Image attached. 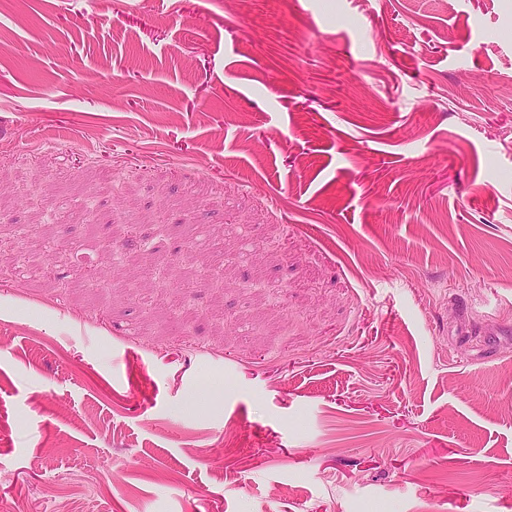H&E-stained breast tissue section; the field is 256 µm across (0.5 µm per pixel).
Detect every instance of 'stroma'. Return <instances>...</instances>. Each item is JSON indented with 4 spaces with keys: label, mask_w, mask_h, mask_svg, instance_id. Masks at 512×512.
I'll return each mask as SVG.
<instances>
[{
    "label": "stroma",
    "mask_w": 512,
    "mask_h": 512,
    "mask_svg": "<svg viewBox=\"0 0 512 512\" xmlns=\"http://www.w3.org/2000/svg\"><path fill=\"white\" fill-rule=\"evenodd\" d=\"M497 319L512 0H0V506L512 512Z\"/></svg>",
    "instance_id": "1"
}]
</instances>
